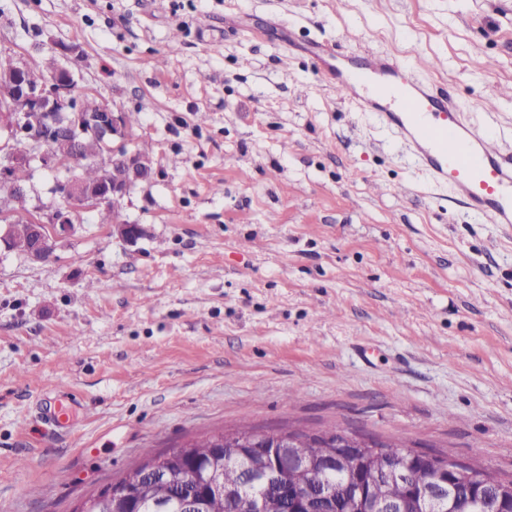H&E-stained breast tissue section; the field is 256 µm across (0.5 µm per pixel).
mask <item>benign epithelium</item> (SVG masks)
<instances>
[{"mask_svg": "<svg viewBox=\"0 0 512 512\" xmlns=\"http://www.w3.org/2000/svg\"><path fill=\"white\" fill-rule=\"evenodd\" d=\"M57 58L56 68L43 82L32 84L27 79L29 66L10 57H0V71L14 78L12 87L0 95V184L14 190L15 198L4 199L0 205V246L11 247L12 225L19 222L29 225V237L24 255L33 262L46 263L54 259L57 243L71 230L77 216L83 211H93L110 204L118 210L141 184L154 179V165L144 162L134 151L137 140L135 129L127 122L126 111L120 107L105 106L97 112L85 110L75 73L66 65L78 55V47L64 45L51 49ZM25 142L27 149H13L18 142ZM89 143L99 145L107 160L99 181L88 185L72 175V168L83 161L84 147ZM39 166L47 171H63L57 181L55 193L62 205L44 210L33 206L31 182L18 184L15 173L19 169L33 170ZM120 237L134 241L141 235L138 224L127 219L115 226ZM366 438L345 431L337 433L336 447L342 449V459L354 460L363 451ZM291 444L301 446V440L287 433L270 435L261 433L243 440L240 445L267 456V449ZM276 459L279 471L302 469L306 458L301 453L278 452L269 455ZM413 456L430 463L436 471L435 479L414 487V494L423 504V512H439L445 503L450 480L465 473L458 463L442 461L424 451ZM209 494L225 498L234 492L224 488L222 477L204 474ZM345 493L319 486L316 491L303 494L288 489V500L300 504L306 512H340Z\"/></svg>", "mask_w": 512, "mask_h": 512, "instance_id": "7a95c632", "label": "benign epithelium"}]
</instances>
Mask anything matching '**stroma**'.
<instances>
[{
    "mask_svg": "<svg viewBox=\"0 0 512 512\" xmlns=\"http://www.w3.org/2000/svg\"><path fill=\"white\" fill-rule=\"evenodd\" d=\"M321 40L429 60L512 148V0H0V54L78 45L80 90L138 114L157 170L136 241L87 211L52 262L0 249V512H74L243 421L512 476V228L322 82Z\"/></svg>",
    "mask_w": 512,
    "mask_h": 512,
    "instance_id": "1",
    "label": "stroma"
}]
</instances>
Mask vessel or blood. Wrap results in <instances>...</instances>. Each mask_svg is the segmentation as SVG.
<instances>
[{
    "label": "vessel or blood",
    "mask_w": 512,
    "mask_h": 512,
    "mask_svg": "<svg viewBox=\"0 0 512 512\" xmlns=\"http://www.w3.org/2000/svg\"><path fill=\"white\" fill-rule=\"evenodd\" d=\"M309 52L323 82L391 130L432 183L448 186L489 223L512 226V152L492 126L468 122L446 87L417 80L399 60L347 57L329 40Z\"/></svg>",
    "instance_id": "vessel-or-blood-1"
}]
</instances>
